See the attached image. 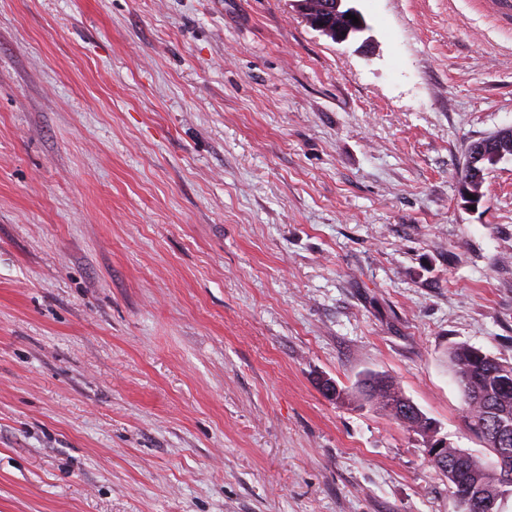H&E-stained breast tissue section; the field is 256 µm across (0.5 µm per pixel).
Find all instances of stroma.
Returning <instances> with one entry per match:
<instances>
[{
	"instance_id": "35a3bbf8",
	"label": "stroma",
	"mask_w": 512,
	"mask_h": 512,
	"mask_svg": "<svg viewBox=\"0 0 512 512\" xmlns=\"http://www.w3.org/2000/svg\"><path fill=\"white\" fill-rule=\"evenodd\" d=\"M0 0V512H459L385 375L490 458L512 363V34L466 0ZM327 2H323L322 0H309L306 2L307 9L310 11L311 15H317L319 12V8L322 7L326 12L336 13V11L344 12L345 17L347 13L351 15H355L358 18V24H353V19L351 20V25L348 27L346 32L337 37L339 41H346L350 38H354L359 36L368 30V24L362 12L357 8L356 3L359 0H325ZM323 2V3H322ZM448 362L463 394L470 430L491 452L508 448L512 453V364L465 343L448 350ZM509 452L495 454L493 467L502 474L512 465ZM366 379L372 381V384L358 387L357 394L362 401L383 412L401 426L438 442L433 439L438 433L437 423L418 407V411L408 416L403 408L409 399L405 398L391 380L378 374L369 375Z\"/></svg>"
}]
</instances>
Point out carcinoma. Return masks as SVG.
<instances>
[{
    "label": "carcinoma",
    "mask_w": 512,
    "mask_h": 512,
    "mask_svg": "<svg viewBox=\"0 0 512 512\" xmlns=\"http://www.w3.org/2000/svg\"><path fill=\"white\" fill-rule=\"evenodd\" d=\"M448 362L466 405L470 430L491 448H507L512 453V364L501 362L474 346L458 343L448 350ZM369 386L358 388L360 399L395 422L426 438L437 436V423L418 410L407 415V398L395 384L378 374L368 376ZM453 492L476 485L487 501L484 512H502L503 501L512 495V480L470 453L458 459L456 468L446 471Z\"/></svg>",
    "instance_id": "obj_1"
}]
</instances>
